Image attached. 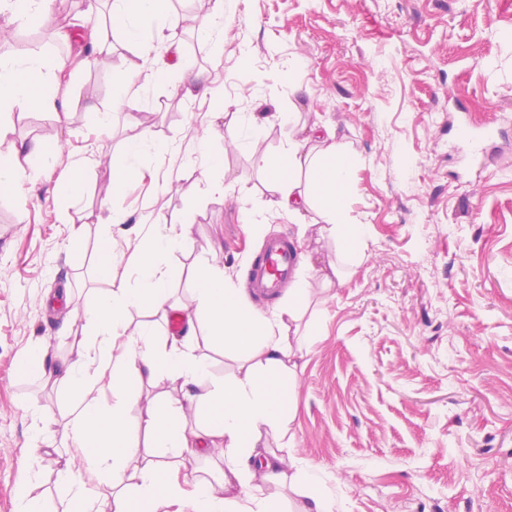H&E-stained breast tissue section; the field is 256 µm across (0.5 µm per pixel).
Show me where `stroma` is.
<instances>
[{"label": "stroma", "mask_w": 512, "mask_h": 512, "mask_svg": "<svg viewBox=\"0 0 512 512\" xmlns=\"http://www.w3.org/2000/svg\"><path fill=\"white\" fill-rule=\"evenodd\" d=\"M87 7L51 0L52 23L19 24L0 54H66L54 29L83 24ZM167 9L220 101L185 97L173 76L113 111L114 70L149 66L117 33L111 65L63 80L78 103L66 127L31 102L0 136L5 158L33 139L50 149L33 197L0 194V512L25 488L47 512L70 508L58 479L70 398L22 353L41 342L75 361L73 315L109 286L94 263L107 209L128 216L114 234L128 253L140 224L190 225L163 259L173 304L191 305L203 261L246 286L263 237L299 236L268 209V165L289 125L316 123L348 148L347 220L365 250L306 246L343 283L312 282L300 323L298 455L333 512H512V0H224L219 56L201 31L208 0ZM143 133L162 146L144 159L152 178L114 183L113 159ZM82 157L98 165L72 202L58 181Z\"/></svg>", "instance_id": "obj_1"}]
</instances>
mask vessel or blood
Wrapping results in <instances>:
<instances>
[{"label": "vessel or blood", "mask_w": 512, "mask_h": 512, "mask_svg": "<svg viewBox=\"0 0 512 512\" xmlns=\"http://www.w3.org/2000/svg\"><path fill=\"white\" fill-rule=\"evenodd\" d=\"M297 264V249L288 235L268 238L249 269L248 280L253 294L274 297L292 277Z\"/></svg>", "instance_id": "1"}]
</instances>
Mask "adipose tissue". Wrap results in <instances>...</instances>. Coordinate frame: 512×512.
<instances>
[{"instance_id": "1", "label": "adipose tissue", "mask_w": 512, "mask_h": 512, "mask_svg": "<svg viewBox=\"0 0 512 512\" xmlns=\"http://www.w3.org/2000/svg\"><path fill=\"white\" fill-rule=\"evenodd\" d=\"M165 2L112 0L113 27L123 30L141 57L161 47L178 56L177 67L189 78L187 96H214L181 59L179 26ZM70 65L66 56L0 55V134L13 109L32 95L66 121L74 104L61 99L60 85ZM319 140L314 150L308 138L289 130L288 147L268 182L269 208L300 222L306 211H315L319 239L363 252L352 227L341 221L350 160L332 128ZM46 155L43 142L34 140L22 145L18 156L0 157V190L32 178ZM189 233L186 224L149 225L139 249L129 255L104 234L95 262L108 271L124 267L125 276L83 311L89 331L75 339L76 360L51 369L46 346L24 353L33 367L73 394L64 425L68 462L59 472L71 512H283V488L298 496L295 512H332L290 437L303 356L298 329L309 281L293 280L287 305L268 315L249 304L223 266L199 265L192 303L183 309L185 326L181 334H171L158 327L171 309L168 285L174 275L161 259L179 249ZM133 306L146 308L149 320L129 321L126 312ZM208 347L238 353L236 373L214 376L202 354ZM150 390L154 398L133 416ZM212 454L222 459L223 469L198 476L193 462ZM79 461L84 473L106 484V492H90L84 473L74 470Z\"/></svg>"}]
</instances>
